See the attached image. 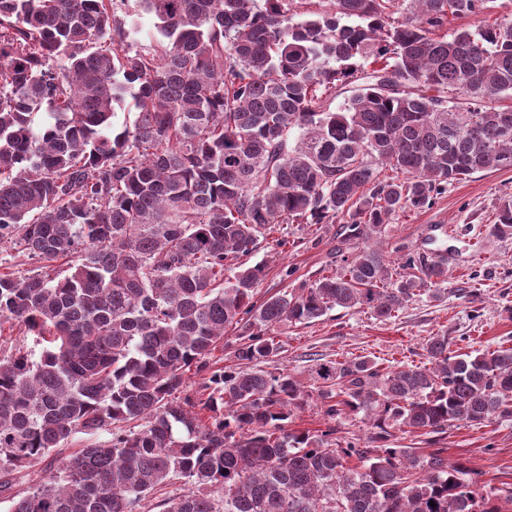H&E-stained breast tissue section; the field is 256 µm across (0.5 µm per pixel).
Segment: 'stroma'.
Instances as JSON below:
<instances>
[{"mask_svg":"<svg viewBox=\"0 0 512 512\" xmlns=\"http://www.w3.org/2000/svg\"><path fill=\"white\" fill-rule=\"evenodd\" d=\"M512 199V169L480 172L450 185L427 209L409 212L387 225L376 238L388 260H396L406 245L429 256L448 259V294L436 301L428 294L413 297L395 318L382 322L369 310L334 309L308 324L284 325L283 343L273 365L288 370L309 391L304 408L290 421L293 430L336 427L340 435L366 437L363 417L344 416L331 421L316 395L313 372L317 364L339 361L348 355L366 356L388 364L418 363L428 337H447L451 349L483 351L499 344L512 345V237L492 233L502 201ZM452 227L453 238L441 236L439 226ZM339 224H285L287 239L278 247L264 240L253 262L265 261L269 270L256 289V301L310 285L336 267ZM87 435H76L64 447L18 474L14 492L29 490L61 461L86 445ZM449 461H463L481 472L483 481L512 484V419L489 425L454 428L441 435Z\"/></svg>","mask_w":512,"mask_h":512,"instance_id":"stroma-1","label":"stroma"}]
</instances>
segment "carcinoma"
Wrapping results in <instances>:
<instances>
[{"label":"carcinoma","mask_w":512,"mask_h":512,"mask_svg":"<svg viewBox=\"0 0 512 512\" xmlns=\"http://www.w3.org/2000/svg\"><path fill=\"white\" fill-rule=\"evenodd\" d=\"M113 2L0 0V246L44 262L0 273V328L41 346L0 356L8 512H136L173 477L195 489L165 512H512V488L445 449L389 446L511 419L512 347L431 336L422 365H317L325 415L364 413L366 438L288 429L305 391L265 369L287 323L444 297V257L394 267L369 240L512 168V20L489 21L495 0H313L301 20L291 0H141L159 34L142 48ZM127 93L137 117L115 133ZM340 215L337 269L254 301L261 240ZM493 227L512 235L511 199ZM228 329L235 364L215 369ZM78 433L93 440L57 474L10 493Z\"/></svg>","instance_id":"obj_1"}]
</instances>
